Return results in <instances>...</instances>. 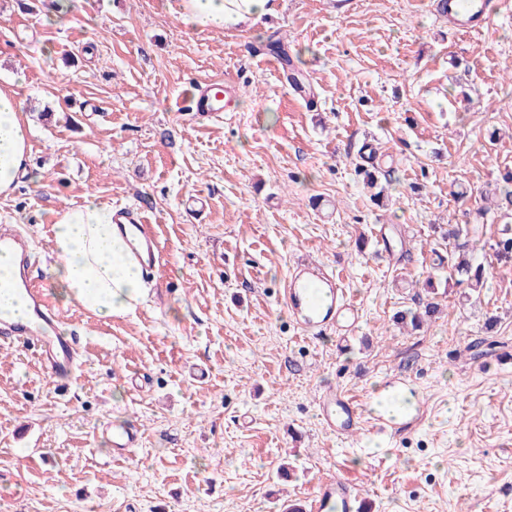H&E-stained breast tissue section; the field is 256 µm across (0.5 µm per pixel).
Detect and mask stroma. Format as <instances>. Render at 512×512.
Masks as SVG:
<instances>
[{"label":"stroma","mask_w":512,"mask_h":512,"mask_svg":"<svg viewBox=\"0 0 512 512\" xmlns=\"http://www.w3.org/2000/svg\"><path fill=\"white\" fill-rule=\"evenodd\" d=\"M178 0H0V88L16 75L36 181L0 197L83 349L60 382L0 346V512H286L322 477L348 478L365 512H512V262L493 207L512 171V14L449 29L432 0H275L256 26L200 31ZM311 83L295 96L270 62ZM230 80L224 115L186 109L197 80ZM375 143L377 187L360 172ZM141 208L165 261L133 310L102 319L62 293L52 228L88 196ZM206 208H186L191 197ZM488 207L477 292L448 285L435 224ZM392 226L391 247L376 240ZM336 269L362 320L303 338L281 301L291 266ZM440 311L419 329L396 312ZM355 396L362 424L326 432L316 398ZM416 396L374 429L387 387ZM136 421L112 457L99 429ZM101 431L112 442L113 457L129 458L133 451L142 445L141 427L129 420L103 424Z\"/></svg>","instance_id":"obj_1"}]
</instances>
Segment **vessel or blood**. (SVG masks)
Wrapping results in <instances>:
<instances>
[{
    "label": "vessel or blood",
    "mask_w": 512,
    "mask_h": 512,
    "mask_svg": "<svg viewBox=\"0 0 512 512\" xmlns=\"http://www.w3.org/2000/svg\"><path fill=\"white\" fill-rule=\"evenodd\" d=\"M510 7L512 0H437L438 16L447 19L449 28L464 33L480 32L493 15ZM237 92V87L231 84L195 83L188 109L200 117L218 116L226 111ZM115 220L117 224L133 227L137 244L132 255L144 274H152L162 245L147 217L139 209L123 207L117 209ZM0 250L14 255L19 267L15 290L31 309L29 319L24 322L0 319V341L33 349L51 376L72 378L78 368L76 343L63 336L58 309L50 302L45 289L33 284L28 276L31 260L28 238L13 226H1ZM282 300L290 319L307 336L327 330L348 334L360 321L359 307L341 278L320 264H294L284 283ZM317 404L326 431L348 437L359 430L361 412L347 392L335 388L324 390L318 395ZM101 431L110 438L117 457H130L142 444L141 427L130 421L104 424ZM306 512H362V502L347 479L330 475L323 477L307 498Z\"/></svg>",
    "instance_id": "1"
}]
</instances>
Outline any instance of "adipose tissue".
<instances>
[{
    "instance_id": "1",
    "label": "adipose tissue",
    "mask_w": 512,
    "mask_h": 512,
    "mask_svg": "<svg viewBox=\"0 0 512 512\" xmlns=\"http://www.w3.org/2000/svg\"><path fill=\"white\" fill-rule=\"evenodd\" d=\"M273 0H178V12L193 28L221 31L271 13ZM15 90L0 89V195L9 196L25 171L30 127ZM110 205L89 199L66 208L54 226L58 282L67 298L104 318L126 313L142 298L145 284L127 257Z\"/></svg>"
}]
</instances>
